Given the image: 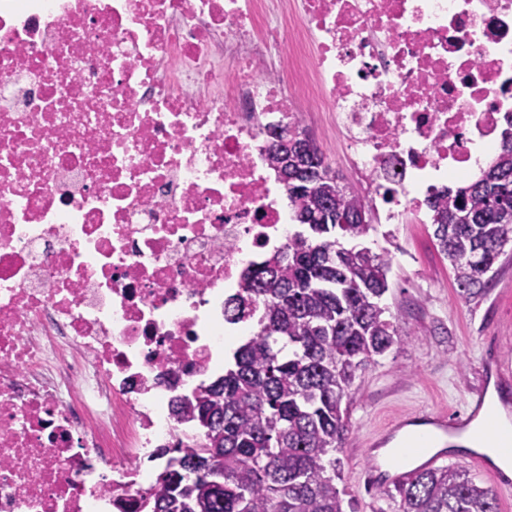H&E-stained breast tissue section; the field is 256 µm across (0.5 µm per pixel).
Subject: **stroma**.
Wrapping results in <instances>:
<instances>
[{
    "label": "stroma",
    "instance_id": "1",
    "mask_svg": "<svg viewBox=\"0 0 512 512\" xmlns=\"http://www.w3.org/2000/svg\"><path fill=\"white\" fill-rule=\"evenodd\" d=\"M378 225L362 244L390 249L389 289L382 298L409 337L356 380L351 430L340 457L344 501L356 512H397V504L364 480L370 466L366 444L399 417L416 412L462 411L482 385V362L512 361V245H506L487 292L467 301L429 224H399L387 241Z\"/></svg>",
    "mask_w": 512,
    "mask_h": 512
}]
</instances>
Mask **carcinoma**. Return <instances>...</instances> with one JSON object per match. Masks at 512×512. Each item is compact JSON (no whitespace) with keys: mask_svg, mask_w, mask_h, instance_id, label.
<instances>
[{"mask_svg":"<svg viewBox=\"0 0 512 512\" xmlns=\"http://www.w3.org/2000/svg\"><path fill=\"white\" fill-rule=\"evenodd\" d=\"M284 137L309 142L297 127L278 133L269 148L275 172ZM286 190L299 228L246 270V294L230 308L256 319V331L224 374L181 405L201 440L163 450L143 512H344L337 454L350 432L355 379L404 336L381 305L391 259L344 245L375 225L318 146L304 152ZM427 203L459 297L481 295L512 242V131L476 179ZM380 493L398 512H498L496 493L453 466L420 469Z\"/></svg>","mask_w":512,"mask_h":512,"instance_id":"1","label":"carcinoma"}]
</instances>
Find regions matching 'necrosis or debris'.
Listing matches in <instances>:
<instances>
[{
  "label": "necrosis or debris",
  "instance_id": "4bbe7bcc",
  "mask_svg": "<svg viewBox=\"0 0 512 512\" xmlns=\"http://www.w3.org/2000/svg\"><path fill=\"white\" fill-rule=\"evenodd\" d=\"M383 224L512 123V0H0V512H120L288 244L279 129Z\"/></svg>",
  "mask_w": 512,
  "mask_h": 512
}]
</instances>
